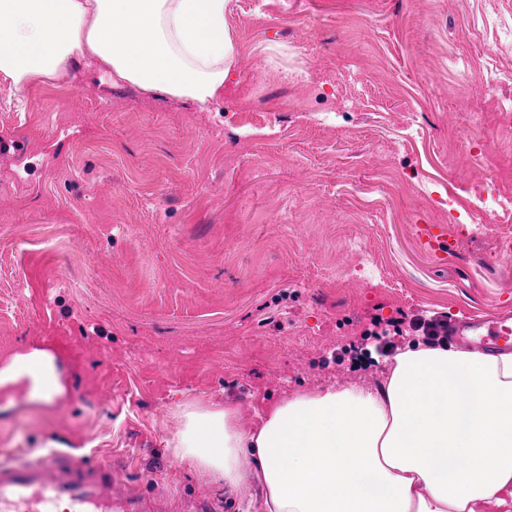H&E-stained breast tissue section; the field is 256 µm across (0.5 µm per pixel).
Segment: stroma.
Returning <instances> with one entry per match:
<instances>
[{"label":"stroma","instance_id":"35a3bbf8","mask_svg":"<svg viewBox=\"0 0 512 512\" xmlns=\"http://www.w3.org/2000/svg\"><path fill=\"white\" fill-rule=\"evenodd\" d=\"M238 55L208 110L69 74L0 80V361L59 352L55 404L0 410V456L58 445L129 489L255 512L165 446L183 402L379 383L372 317L512 314V0H227ZM495 93H488V84ZM445 227L428 251L416 227Z\"/></svg>","mask_w":512,"mask_h":512}]
</instances>
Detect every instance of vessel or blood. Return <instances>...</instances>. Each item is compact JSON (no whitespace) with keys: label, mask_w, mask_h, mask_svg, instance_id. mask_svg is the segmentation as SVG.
Returning a JSON list of instances; mask_svg holds the SVG:
<instances>
[{"label":"vessel or blood","mask_w":512,"mask_h":512,"mask_svg":"<svg viewBox=\"0 0 512 512\" xmlns=\"http://www.w3.org/2000/svg\"><path fill=\"white\" fill-rule=\"evenodd\" d=\"M425 246L447 253L446 232L423 225ZM451 341H470L487 352L512 349V323L505 319L453 321ZM160 504L122 491L111 465L93 463L69 452L33 459L0 460V512H160Z\"/></svg>","instance_id":"obj_1"}]
</instances>
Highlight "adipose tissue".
<instances>
[{
  "instance_id": "obj_1",
  "label": "adipose tissue",
  "mask_w": 512,
  "mask_h": 512,
  "mask_svg": "<svg viewBox=\"0 0 512 512\" xmlns=\"http://www.w3.org/2000/svg\"><path fill=\"white\" fill-rule=\"evenodd\" d=\"M226 0H0V77L21 87L94 72L207 107L236 43ZM0 389L54 404L59 361L34 349L0 366ZM173 458L225 488L251 475L259 512H512V353L407 346L375 387L324 386L250 425L233 405L183 403Z\"/></svg>"
}]
</instances>
